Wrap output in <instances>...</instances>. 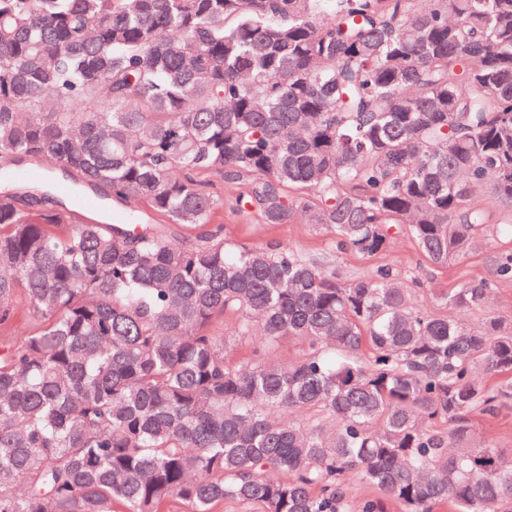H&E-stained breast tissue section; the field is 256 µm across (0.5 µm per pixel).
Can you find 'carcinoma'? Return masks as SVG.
<instances>
[{"label":"carcinoma","instance_id":"cac0c4a2","mask_svg":"<svg viewBox=\"0 0 512 512\" xmlns=\"http://www.w3.org/2000/svg\"><path fill=\"white\" fill-rule=\"evenodd\" d=\"M30 162L71 194L0 188V326L36 320L0 352V512H512L470 445L512 327L458 318L512 280V0H0V179ZM212 173L363 257L394 224L438 267L489 233L492 277L439 316L388 268L227 246Z\"/></svg>","mask_w":512,"mask_h":512}]
</instances>
